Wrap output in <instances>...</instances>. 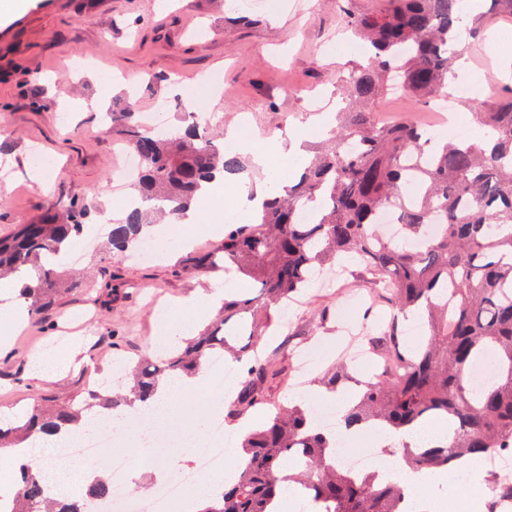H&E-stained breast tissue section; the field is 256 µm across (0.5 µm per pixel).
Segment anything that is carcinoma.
I'll return each instance as SVG.
<instances>
[{"mask_svg": "<svg viewBox=\"0 0 512 512\" xmlns=\"http://www.w3.org/2000/svg\"><path fill=\"white\" fill-rule=\"evenodd\" d=\"M384 10L358 14L341 0L345 26L372 52L345 92L355 103L342 113L332 145L301 168L284 191H271L256 221L232 224L216 251L186 259L182 270L206 271L218 261L234 267L259 288L224 299L215 322L183 338L154 363L138 368L131 393L141 403L161 382L194 376L217 352L241 365L232 415L265 402L263 384L274 375L260 351L266 330L295 297L333 262L352 258L372 275L390 306L387 325L371 344L390 369L369 381L338 427L381 421L408 431L434 419L448 421L447 442L420 451L405 448V465L423 473L448 468L466 454L491 456L512 450V96L485 100L475 115L490 144L446 139L433 148L426 129L412 121L381 124L375 107L393 71L417 101L427 103L448 89L453 48L462 31L480 32V16L466 17L460 0H387ZM112 128L144 166L139 192L159 207L127 211L112 225L109 249L140 244V230L159 216H176L217 172L232 178L245 171L241 154L216 145L208 131L190 125L171 136L142 128L128 105L111 112ZM91 203L73 199L61 213L48 212L0 237V277L27 280L22 294L39 316L64 291L55 258L82 234ZM427 314L428 335L411 346L400 316ZM491 356L495 383L474 391L471 366ZM121 401L93 392L75 400L35 407L30 416L0 427V450L81 427L82 413H115ZM299 405L277 407L264 425L241 442L246 457L235 484L200 512H277L283 484L300 486L314 512H400L404 487L377 482L336 464L332 434L309 426ZM286 456L302 458L294 475L280 468ZM10 498L11 512H81L76 502L46 492L39 469L21 463Z\"/></svg>", "mask_w": 512, "mask_h": 512, "instance_id": "cac0c4a2", "label": "carcinoma"}]
</instances>
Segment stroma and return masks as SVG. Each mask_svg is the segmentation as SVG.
<instances>
[{
	"instance_id": "stroma-1",
	"label": "stroma",
	"mask_w": 512,
	"mask_h": 512,
	"mask_svg": "<svg viewBox=\"0 0 512 512\" xmlns=\"http://www.w3.org/2000/svg\"><path fill=\"white\" fill-rule=\"evenodd\" d=\"M463 55L469 67L461 78L472 98L455 112L472 133L474 102L492 96L498 79L512 72L506 66L512 16L500 15L478 39L465 40ZM365 62L336 0H313L309 10L297 0H275L271 8H242L236 0H29L24 11L0 21V236L74 198L92 202L90 228L124 217L112 191L123 142L101 124L103 111L128 100L144 114L165 98L170 106L161 119L175 131L185 129L183 103L192 99L207 112L212 132L242 123L267 135L294 131L315 147L323 137L309 127V117L332 105L344 110L342 85ZM204 76L218 80L221 95L195 98L193 86ZM377 112L386 123L402 116L426 128L438 122L431 105L394 90L382 96ZM34 150L47 161L40 184L28 163ZM106 247L103 233L89 246L76 238L72 248L84 254L82 285L47 314L25 316L12 334L0 358L1 421L51 396L85 400L107 379L121 390L123 380L109 377L112 364L129 368L159 358L155 339L165 327L197 318L191 299L254 285L220 266L179 272L180 252L136 263ZM372 290L354 261L335 287L317 280L305 288V305L290 314L287 337L266 339V354L283 369L265 385L270 402L302 398L313 408L327 407L328 393L313 379L293 389L295 346L318 348L323 357L313 371L323 372L341 357L346 326L360 323L368 310L350 306V298ZM153 296L174 304L176 317L150 315ZM45 342L53 346L46 363L62 371L53 380L30 375L31 355Z\"/></svg>"
}]
</instances>
